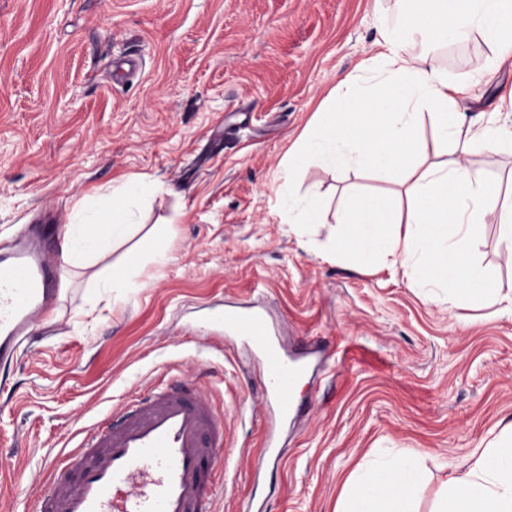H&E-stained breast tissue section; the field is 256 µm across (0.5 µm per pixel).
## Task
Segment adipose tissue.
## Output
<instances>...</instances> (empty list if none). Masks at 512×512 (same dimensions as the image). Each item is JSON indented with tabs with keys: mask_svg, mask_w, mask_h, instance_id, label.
Masks as SVG:
<instances>
[{
	"mask_svg": "<svg viewBox=\"0 0 512 512\" xmlns=\"http://www.w3.org/2000/svg\"><path fill=\"white\" fill-rule=\"evenodd\" d=\"M406 2L401 20L378 42L379 92L360 89V72L345 74L337 106L324 113L319 130L304 138L287 168L296 171L315 156L326 167L351 163L398 176L407 185L405 212L393 213L378 197L362 198L345 217L342 247L369 262L380 255L393 258L411 284L483 293L492 283L470 263L468 248L480 232L485 201L497 198L500 188L470 165L467 151L474 144L492 154L512 150V138L491 123L465 122L458 106L472 86L449 81L435 58L416 59L404 44L415 35L463 40L478 32L494 40L496 60L504 62L512 57V0H441L435 11L425 0ZM427 118L436 138L450 145L452 159L425 161ZM156 190L155 181L146 178L113 185L108 220L74 225L66 259L87 263L131 240L136 253L163 260L161 244L141 233L131 208L134 195ZM421 486V473L403 462L369 470L341 512H411ZM436 512H512V422L451 477Z\"/></svg>",
	"mask_w": 512,
	"mask_h": 512,
	"instance_id": "adipose-tissue-1",
	"label": "adipose tissue"
}]
</instances>
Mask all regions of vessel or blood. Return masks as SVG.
<instances>
[{"label":"vessel or blood","instance_id":"1","mask_svg":"<svg viewBox=\"0 0 512 512\" xmlns=\"http://www.w3.org/2000/svg\"><path fill=\"white\" fill-rule=\"evenodd\" d=\"M67 227L28 224L0 254V366L18 359L64 285ZM208 322L240 336L265 362L274 417L293 415L292 390L316 351L283 352L257 313L210 309ZM224 416L192 384L167 380L81 431L51 472L36 512H211L224 484Z\"/></svg>","mask_w":512,"mask_h":512}]
</instances>
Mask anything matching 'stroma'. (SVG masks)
Here are the masks:
<instances>
[{
  "instance_id": "1",
  "label": "stroma",
  "mask_w": 512,
  "mask_h": 512,
  "mask_svg": "<svg viewBox=\"0 0 512 512\" xmlns=\"http://www.w3.org/2000/svg\"><path fill=\"white\" fill-rule=\"evenodd\" d=\"M402 0H0V249L53 212L71 225L107 219L116 181L162 190L144 228L166 258L138 260L131 285L101 287L127 246L66 265L52 323L37 326L11 392H0V462L27 469L0 483V512H33L34 492L78 431L175 376L224 407L233 448L213 512H336L358 464L413 459L424 475L414 512H433L445 483L512 417V254L500 215L512 157L472 146L468 159L502 187L486 204L472 262L499 301L436 299L383 259L336 252L338 216L367 195L406 205L390 177L286 162L339 79L376 55ZM450 79L468 81L495 53L481 33L408 42ZM137 69L115 76L124 60ZM512 61L460 104L512 131ZM325 221H288L289 197ZM252 306L284 345L321 339L329 358L270 424L264 371L239 341L208 346L211 306Z\"/></svg>"
}]
</instances>
